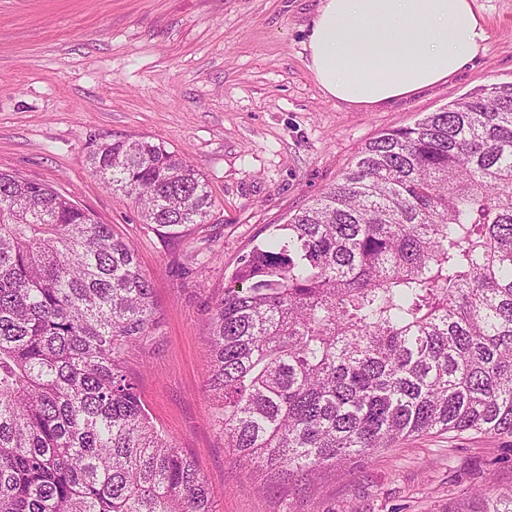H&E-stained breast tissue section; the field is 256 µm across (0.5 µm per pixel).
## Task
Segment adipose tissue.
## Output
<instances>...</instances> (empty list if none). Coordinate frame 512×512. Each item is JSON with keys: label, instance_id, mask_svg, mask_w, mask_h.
Returning <instances> with one entry per match:
<instances>
[{"label": "adipose tissue", "instance_id": "obj_1", "mask_svg": "<svg viewBox=\"0 0 512 512\" xmlns=\"http://www.w3.org/2000/svg\"><path fill=\"white\" fill-rule=\"evenodd\" d=\"M487 38L471 0H320L309 67L328 96L377 105L448 80Z\"/></svg>", "mask_w": 512, "mask_h": 512}]
</instances>
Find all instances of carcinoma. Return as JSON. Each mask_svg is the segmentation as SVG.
Returning <instances> with one entry per match:
<instances>
[{
	"label": "carcinoma",
	"mask_w": 512,
	"mask_h": 512,
	"mask_svg": "<svg viewBox=\"0 0 512 512\" xmlns=\"http://www.w3.org/2000/svg\"><path fill=\"white\" fill-rule=\"evenodd\" d=\"M87 163L148 224L211 213L161 143ZM276 230L211 318L207 391L237 462L311 479L433 431L512 436L511 82L383 132ZM159 322L133 245L0 170V512H216L123 370Z\"/></svg>",
	"instance_id": "obj_1"
}]
</instances>
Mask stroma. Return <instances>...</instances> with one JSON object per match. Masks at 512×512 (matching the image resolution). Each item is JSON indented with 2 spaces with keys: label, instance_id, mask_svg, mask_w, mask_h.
<instances>
[{
  "label": "stroma",
  "instance_id": "obj_1",
  "mask_svg": "<svg viewBox=\"0 0 512 512\" xmlns=\"http://www.w3.org/2000/svg\"><path fill=\"white\" fill-rule=\"evenodd\" d=\"M319 0H0V170L71 197L132 243L162 321L124 367L219 512H468L512 489V438L412 437L300 482L235 463L205 384L210 318L241 256L335 184L381 132L512 82V0H472L488 30L448 81L374 107L329 97L306 49ZM146 137L191 161L204 224L144 223L87 157Z\"/></svg>",
  "mask_w": 512,
  "mask_h": 512
}]
</instances>
